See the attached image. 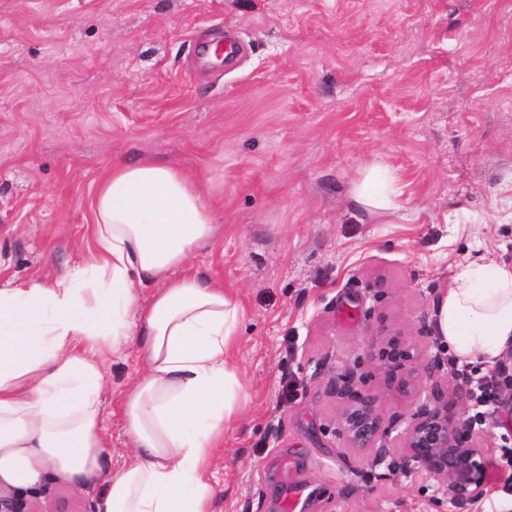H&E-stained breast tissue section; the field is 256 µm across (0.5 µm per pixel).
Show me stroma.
Instances as JSON below:
<instances>
[{"label":"stroma","instance_id":"stroma-1","mask_svg":"<svg viewBox=\"0 0 512 512\" xmlns=\"http://www.w3.org/2000/svg\"><path fill=\"white\" fill-rule=\"evenodd\" d=\"M228 32L233 66L198 54ZM141 158L224 178L215 241L191 259L246 311L213 512H447L433 481L346 447L333 390L366 377L384 420L409 419L420 401L383 367L395 338L459 381L422 325L468 249L512 265V0H0V264H83L101 177ZM373 163L399 177L396 213L351 205ZM140 369L132 347L104 366L111 470L132 453ZM475 433L490 452L473 512H512V397ZM41 488L87 512L102 492L52 473Z\"/></svg>","mask_w":512,"mask_h":512}]
</instances>
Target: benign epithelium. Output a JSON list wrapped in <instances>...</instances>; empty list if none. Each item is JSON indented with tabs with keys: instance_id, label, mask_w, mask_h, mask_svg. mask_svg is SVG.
<instances>
[{
	"instance_id": "7a95c632",
	"label": "benign epithelium",
	"mask_w": 512,
	"mask_h": 512,
	"mask_svg": "<svg viewBox=\"0 0 512 512\" xmlns=\"http://www.w3.org/2000/svg\"><path fill=\"white\" fill-rule=\"evenodd\" d=\"M417 350L407 343H393L386 353L385 368L400 377L399 387L408 392L423 388L430 404L415 412L406 429L396 432L398 420L384 422L377 410V396L366 382L350 376L336 385V398L343 403L341 436L347 447L358 452L376 450L373 466L401 469L408 476L434 481L436 493L448 503V512H471L485 495L484 459L489 448L480 443L456 408L470 398L459 386L448 392L441 379L443 362L433 358L419 372ZM398 442L401 455L389 456L390 441ZM0 512H41L36 500L19 489L0 485Z\"/></svg>"
}]
</instances>
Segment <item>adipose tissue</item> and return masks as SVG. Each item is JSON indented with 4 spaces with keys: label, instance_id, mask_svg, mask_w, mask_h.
Masks as SVG:
<instances>
[{
    "label": "adipose tissue",
    "instance_id": "1",
    "mask_svg": "<svg viewBox=\"0 0 512 512\" xmlns=\"http://www.w3.org/2000/svg\"><path fill=\"white\" fill-rule=\"evenodd\" d=\"M395 176L370 166L357 208L394 213ZM224 198L199 175L149 159L113 164L95 197L89 263L47 280L0 274V480L47 473L104 484L97 512H211L209 461L242 383L229 348L245 318L221 280L190 263L211 244ZM152 288L148 304L138 291ZM436 334L458 364L512 354V266L464 256ZM135 344L143 371L123 408L133 454L104 467L100 392L110 356Z\"/></svg>",
    "mask_w": 512,
    "mask_h": 512
}]
</instances>
